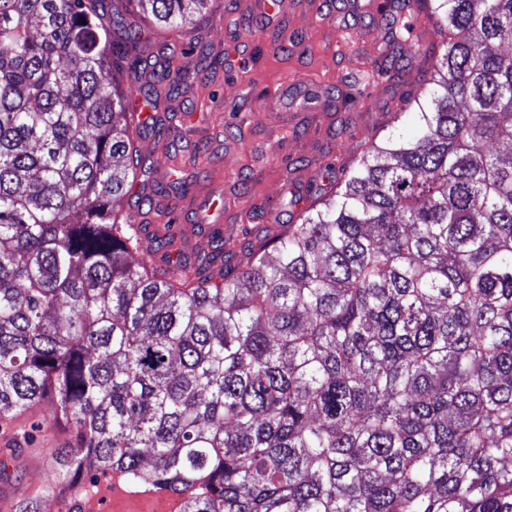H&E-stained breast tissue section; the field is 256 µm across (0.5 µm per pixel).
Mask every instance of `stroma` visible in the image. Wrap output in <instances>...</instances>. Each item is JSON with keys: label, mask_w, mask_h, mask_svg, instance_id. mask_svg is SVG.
Instances as JSON below:
<instances>
[{"label": "stroma", "mask_w": 512, "mask_h": 512, "mask_svg": "<svg viewBox=\"0 0 512 512\" xmlns=\"http://www.w3.org/2000/svg\"><path fill=\"white\" fill-rule=\"evenodd\" d=\"M369 0H335L329 10L285 9L267 27L257 0H217L214 12L176 30L146 27L142 68L123 70L120 91L149 84L147 69L165 63L186 75L182 92L157 101L156 125L135 136L142 158H157L166 175L155 184L160 208L125 206L129 224L185 225L190 208L224 210L225 237L242 225L262 230L266 205L287 223L289 178L318 179L325 163L350 165L373 135L365 119L376 107L409 102L433 68L397 40ZM185 194L170 188V171ZM52 402L0 423L22 452L7 474L11 485L38 494L45 462L60 439L45 428Z\"/></svg>", "instance_id": "stroma-1"}]
</instances>
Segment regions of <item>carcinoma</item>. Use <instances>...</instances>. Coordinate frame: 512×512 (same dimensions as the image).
<instances>
[{
  "label": "carcinoma",
  "instance_id": "1",
  "mask_svg": "<svg viewBox=\"0 0 512 512\" xmlns=\"http://www.w3.org/2000/svg\"><path fill=\"white\" fill-rule=\"evenodd\" d=\"M0 0V422L49 399L79 476L180 512H512V0L448 31L415 133L373 135L265 245L156 267L112 57L214 0ZM171 66L154 97L181 89Z\"/></svg>",
  "mask_w": 512,
  "mask_h": 512
}]
</instances>
